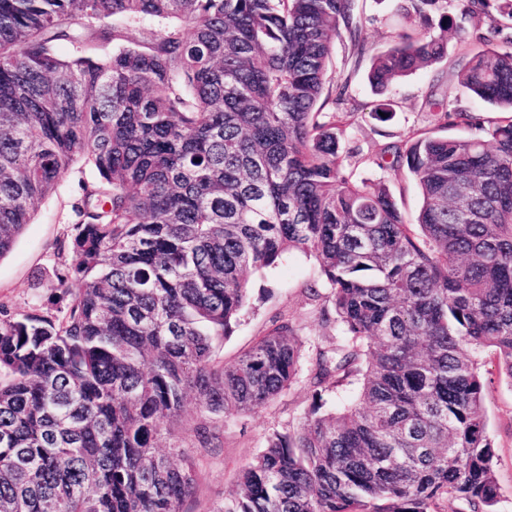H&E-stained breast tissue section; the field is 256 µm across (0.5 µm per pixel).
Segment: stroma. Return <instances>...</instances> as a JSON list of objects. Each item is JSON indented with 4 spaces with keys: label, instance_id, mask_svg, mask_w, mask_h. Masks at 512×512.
I'll return each instance as SVG.
<instances>
[{
    "label": "stroma",
    "instance_id": "stroma-1",
    "mask_svg": "<svg viewBox=\"0 0 512 512\" xmlns=\"http://www.w3.org/2000/svg\"><path fill=\"white\" fill-rule=\"evenodd\" d=\"M400 0H362V33L368 54L356 55L349 38L336 41L329 61L332 75L348 80L346 132L341 142L355 178L384 183L406 219H413L419 207L415 182L406 170H382L370 159L386 144L406 140L413 132H432L436 124L427 102L436 98L447 108L477 113L493 121L497 111L473 99L460 86L457 63L464 51L455 35H448L443 58L431 67L397 80L384 94H376L368 81L373 54L391 46L403 30ZM386 103V118L376 113ZM94 170L84 162L74 163L55 185L18 237L12 250L0 258V303L12 311L47 310L58 291L54 289L57 259L55 248L68 240L77 221L73 205L82 182L93 180ZM317 285L320 297L311 299L307 288ZM248 302L230 336L218 344V356L231 361L249 349L257 336L270 329L274 320L286 317L295 325L303 343L302 362L311 365L317 348L336 343L335 328L323 325L322 309L331 307L332 291L322 282L313 257L298 251L286 253L277 265L248 277ZM481 372L486 381L487 431L495 448V474L501 488L496 512H512V379L500 372L491 353H483ZM314 403L307 378H299L270 406L254 413L225 418L222 445L197 447L194 429L209 420L198 400L189 399L179 430L188 446L197 473L195 494L183 504V512H214L238 490L237 474L242 465L257 455L273 431L301 423Z\"/></svg>",
    "mask_w": 512,
    "mask_h": 512
}]
</instances>
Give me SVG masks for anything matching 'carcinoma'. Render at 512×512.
Masks as SVG:
<instances>
[{"label":"carcinoma","instance_id":"1","mask_svg":"<svg viewBox=\"0 0 512 512\" xmlns=\"http://www.w3.org/2000/svg\"><path fill=\"white\" fill-rule=\"evenodd\" d=\"M403 2L411 24L440 11L441 33L398 35L371 84L439 60L452 29L484 43L459 82L504 111L486 126L431 101L437 128L477 133L371 159L416 180L413 223L346 171L343 113L322 119L339 29L365 53L359 0H0V258L73 162L96 173L58 248L65 305H0V512H183L196 471L162 441L188 397L252 413L298 376L286 319L233 361L213 347L248 274L291 250L333 290L336 346L316 351L310 415L216 512H495L478 353L512 379V0H466L460 23L448 0ZM351 378L350 404L320 412Z\"/></svg>","mask_w":512,"mask_h":512}]
</instances>
